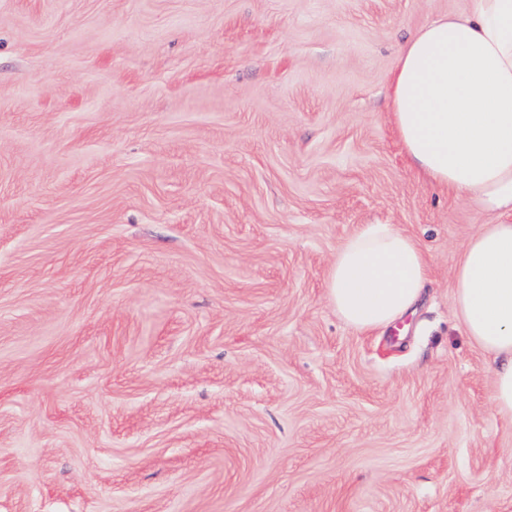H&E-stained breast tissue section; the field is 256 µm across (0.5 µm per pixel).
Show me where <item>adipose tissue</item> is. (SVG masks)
<instances>
[{"instance_id":"1","label":"adipose tissue","mask_w":512,"mask_h":512,"mask_svg":"<svg viewBox=\"0 0 512 512\" xmlns=\"http://www.w3.org/2000/svg\"><path fill=\"white\" fill-rule=\"evenodd\" d=\"M389 109L416 170L492 218L460 254L455 309L494 357L491 404L512 420V0H467L419 28L398 56ZM428 281L412 237L366 224L338 250L327 297L354 330H383L413 311Z\"/></svg>"}]
</instances>
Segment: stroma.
Returning a JSON list of instances; mask_svg holds the SVG:
<instances>
[{
    "instance_id": "stroma-1",
    "label": "stroma",
    "mask_w": 512,
    "mask_h": 512,
    "mask_svg": "<svg viewBox=\"0 0 512 512\" xmlns=\"http://www.w3.org/2000/svg\"><path fill=\"white\" fill-rule=\"evenodd\" d=\"M466 0H0V512H512V421L455 316L490 218L390 123ZM393 224L401 327L327 298ZM429 281L420 245L393 224H364L336 253L328 300L359 332L395 326L413 311Z\"/></svg>"
}]
</instances>
